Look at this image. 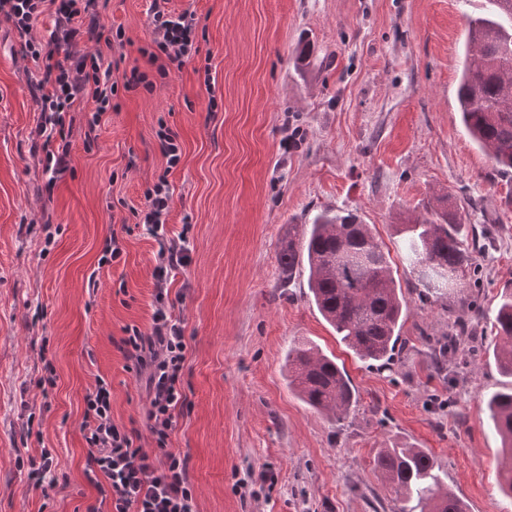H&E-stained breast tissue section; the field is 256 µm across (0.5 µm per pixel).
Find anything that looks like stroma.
I'll use <instances>...</instances> for the list:
<instances>
[{"label":"stroma","instance_id":"obj_1","mask_svg":"<svg viewBox=\"0 0 512 512\" xmlns=\"http://www.w3.org/2000/svg\"><path fill=\"white\" fill-rule=\"evenodd\" d=\"M151 0H108L122 42L106 59L155 69L142 48ZM194 10L200 52L153 92L119 91L100 119L75 112L70 167L50 175L33 151L36 70L0 20V512H86L80 426L97 379L112 419L142 422L146 392L115 340L147 327L158 243L136 214L166 177L168 236L187 231L190 264L171 279L188 345V405L171 437L190 458L197 512H394L374 470L381 448L436 461L465 512H512L497 486L501 441L486 394L511 386L491 330L512 289V178L472 142L457 109L470 17L490 0H174ZM312 48L298 63L302 42ZM179 135L168 168L157 133ZM447 196L467 229L488 228L462 296L479 341L466 363L429 366L423 335L447 334L455 303L424 296L398 252L395 226ZM359 216L389 250L407 310L390 366L358 359L307 294V270L283 278L289 225L321 211ZM121 256L101 264L107 239ZM313 344L343 364L359 405L343 423L289 388V347ZM53 374V386L37 381ZM36 430L40 439L27 438ZM51 453L54 486L28 480Z\"/></svg>","mask_w":512,"mask_h":512}]
</instances>
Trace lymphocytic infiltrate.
Wrapping results in <instances>:
<instances>
[{
  "label": "lymphocytic infiltrate",
  "mask_w": 512,
  "mask_h": 512,
  "mask_svg": "<svg viewBox=\"0 0 512 512\" xmlns=\"http://www.w3.org/2000/svg\"><path fill=\"white\" fill-rule=\"evenodd\" d=\"M170 0H151V49L147 56L159 77L170 66H183L200 47L195 12L169 9ZM52 13L55 29L47 42L32 34L37 19ZM0 16L17 33L27 56L37 62L40 77L31 84L32 96L41 104L36 133L45 143L67 138L65 116L93 108L107 112L118 88L152 90L153 83L139 68H131L123 84L112 79L113 65L103 52L87 53L80 40L112 45L115 36L100 19L98 0H0ZM172 192L159 178L144 192L141 220L159 243L154 268L153 313L147 328L128 326L118 349L137 377L145 381L147 404L144 428H124L112 420L111 388L97 381L85 396L81 431L87 444L84 474L99 498L88 512H196L195 488L187 457L172 451L171 436L187 404L182 383L186 359L185 330L173 310L168 283L173 272L190 262L185 243L167 235V215ZM150 437L157 452L144 450Z\"/></svg>",
  "instance_id": "f902f5d3"
}]
</instances>
